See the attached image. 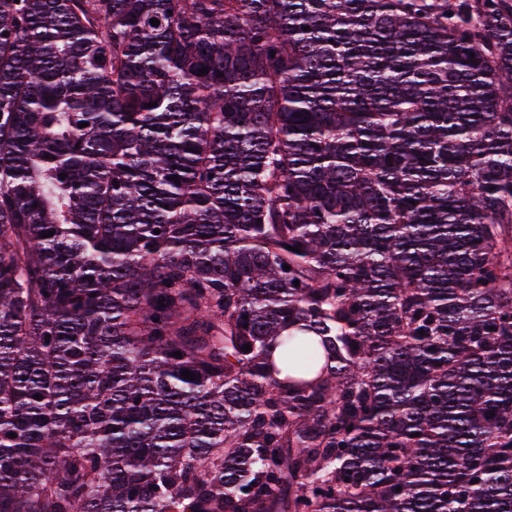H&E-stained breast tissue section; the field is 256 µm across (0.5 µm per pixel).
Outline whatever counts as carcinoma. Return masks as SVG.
<instances>
[{"label":"carcinoma","mask_w":512,"mask_h":512,"mask_svg":"<svg viewBox=\"0 0 512 512\" xmlns=\"http://www.w3.org/2000/svg\"><path fill=\"white\" fill-rule=\"evenodd\" d=\"M0 512H512V0H0Z\"/></svg>","instance_id":"carcinoma-1"}]
</instances>
